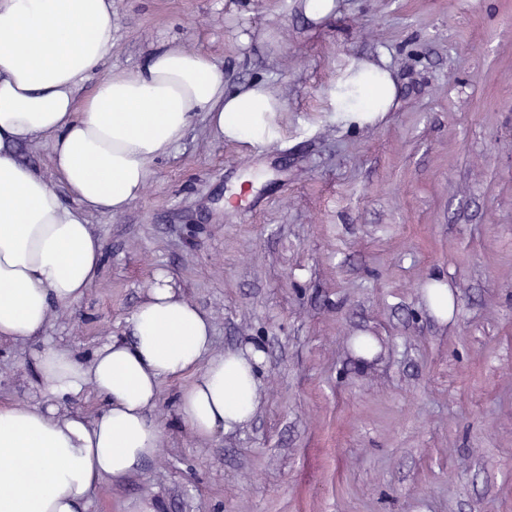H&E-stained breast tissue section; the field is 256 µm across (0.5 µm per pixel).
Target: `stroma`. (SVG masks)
<instances>
[{"label": "stroma", "mask_w": 512, "mask_h": 512, "mask_svg": "<svg viewBox=\"0 0 512 512\" xmlns=\"http://www.w3.org/2000/svg\"><path fill=\"white\" fill-rule=\"evenodd\" d=\"M112 0L103 70L176 40L232 87L262 79L285 134L250 150L204 114L117 216L90 211L103 265L45 339L87 356L122 334L156 270L210 319L216 351L261 345L251 423L208 442L164 381L158 454L87 512H512V0ZM385 58L397 97L361 126L330 104L351 63ZM247 182V205L223 201ZM445 279L442 321L425 293ZM358 336L375 337L360 361ZM0 347V402L41 406L33 354ZM335 0H301V10L305 17L320 23L336 15Z\"/></svg>", "instance_id": "1"}]
</instances>
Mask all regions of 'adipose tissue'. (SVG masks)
Segmentation results:
<instances>
[{
	"instance_id": "1",
	"label": "adipose tissue",
	"mask_w": 512,
	"mask_h": 512,
	"mask_svg": "<svg viewBox=\"0 0 512 512\" xmlns=\"http://www.w3.org/2000/svg\"><path fill=\"white\" fill-rule=\"evenodd\" d=\"M112 29V0H0V346L45 334L52 306L82 300L103 258L86 212L116 216L139 200L196 113L248 149L283 136L270 86L225 90L207 53L173 40L89 83ZM396 94L386 64L353 63L336 83V120L374 122ZM41 137L74 206L16 157ZM34 359L45 406H0V512H85L104 481L132 476L158 451L163 381L191 375L175 407L201 442L250 423L261 404L262 350L215 352L209 318L161 271L124 335L86 357L48 341ZM90 391L102 401L92 420L68 407Z\"/></svg>"
}]
</instances>
